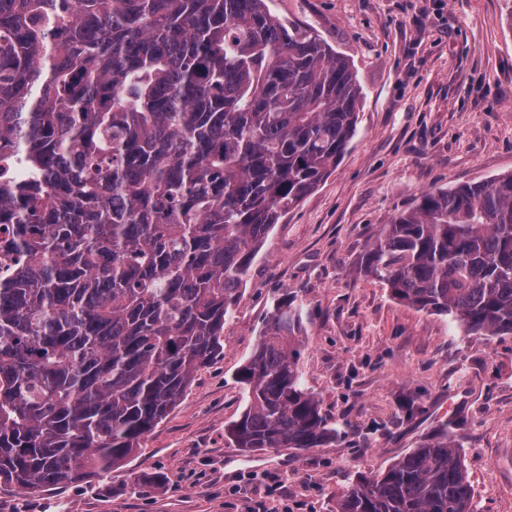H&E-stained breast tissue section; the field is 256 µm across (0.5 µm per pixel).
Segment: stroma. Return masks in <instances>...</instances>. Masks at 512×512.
<instances>
[{"label": "stroma", "mask_w": 512, "mask_h": 512, "mask_svg": "<svg viewBox=\"0 0 512 512\" xmlns=\"http://www.w3.org/2000/svg\"><path fill=\"white\" fill-rule=\"evenodd\" d=\"M354 65L357 133L327 180L275 225L201 369L138 454L93 484L0 492V512H330L357 476L387 470L457 421L476 512H512V335L468 336L394 299L357 262L370 236L427 191L512 173V0H271ZM302 299L304 382L335 445L246 453L225 428L235 380L275 299ZM415 400L413 419L400 415ZM157 471L165 485L139 488Z\"/></svg>", "instance_id": "35a3bbf8"}]
</instances>
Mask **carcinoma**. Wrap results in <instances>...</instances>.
I'll use <instances>...</instances> for the list:
<instances>
[{"mask_svg":"<svg viewBox=\"0 0 512 512\" xmlns=\"http://www.w3.org/2000/svg\"><path fill=\"white\" fill-rule=\"evenodd\" d=\"M361 88L268 0H0V490L122 468L224 357L275 224L336 170ZM358 271L466 335H512V173L424 193ZM274 303L238 368L243 452L338 439ZM440 424L332 512H473Z\"/></svg>","mask_w":512,"mask_h":512,"instance_id":"cac0c4a2","label":"carcinoma"}]
</instances>
